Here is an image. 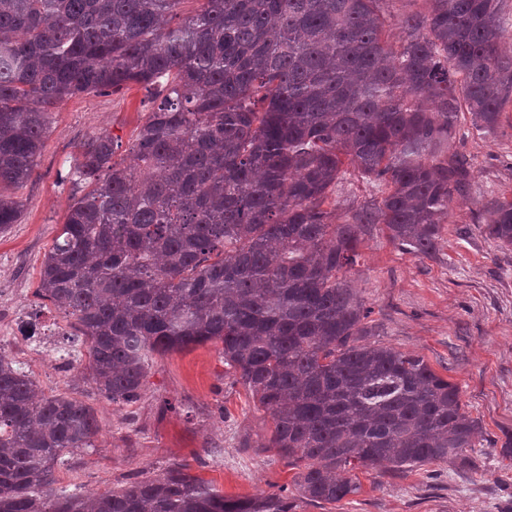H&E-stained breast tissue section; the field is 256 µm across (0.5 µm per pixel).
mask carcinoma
<instances>
[{
	"mask_svg": "<svg viewBox=\"0 0 512 512\" xmlns=\"http://www.w3.org/2000/svg\"><path fill=\"white\" fill-rule=\"evenodd\" d=\"M181 2L0 0V232L19 222L4 188L30 178L51 108L157 90L125 157L108 133L83 143L81 195L36 294L75 320L88 378L114 403L140 397L154 355L221 343L293 488L228 497L181 465L112 493L56 490L55 467L94 447V411L0 354V512H296L358 493V466L477 470L480 423L458 386L365 340L370 309L346 272L359 225L428 256L467 198L458 114L494 136L512 105L503 0H427L396 19L387 0H197L177 22ZM346 160L384 191L338 224ZM481 209L512 248V197Z\"/></svg>",
	"mask_w": 512,
	"mask_h": 512,
	"instance_id": "obj_1",
	"label": "carcinoma"
}]
</instances>
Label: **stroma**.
Wrapping results in <instances>:
<instances>
[{"mask_svg":"<svg viewBox=\"0 0 512 512\" xmlns=\"http://www.w3.org/2000/svg\"><path fill=\"white\" fill-rule=\"evenodd\" d=\"M150 108V91L134 85L76 95L52 110L32 175L13 191L23 203L21 218L0 234V354L46 394L82 400L95 412L94 445L58 466L59 486L105 493L178 465L231 497L291 485L292 468L263 446L271 418L225 365L220 343L155 356L139 399L119 405L95 392L84 362L62 367L56 351L24 347L14 335L11 313L18 309L74 334L73 319L37 297L36 288L44 256L80 194L72 180L80 147L101 132L129 147ZM454 148L470 164V190L452 203L437 250L408 253L389 241L383 225L364 224L360 257L347 277L370 310V341L422 356L459 387L482 427L471 451L479 468L441 465L429 478L359 467L352 472L358 494L305 502L297 512H512V457L502 453L512 441V249L487 238L481 210L485 199L512 196V111L489 139L461 115ZM381 197V187L352 169L332 195L344 220Z\"/></svg>","mask_w":512,"mask_h":512,"instance_id":"stroma-1","label":"stroma"}]
</instances>
